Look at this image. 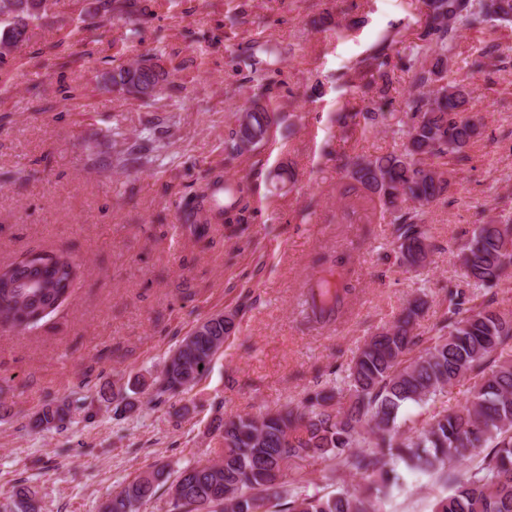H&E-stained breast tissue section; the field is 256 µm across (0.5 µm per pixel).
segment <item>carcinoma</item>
Returning <instances> with one entry per match:
<instances>
[{"label":"carcinoma","instance_id":"1","mask_svg":"<svg viewBox=\"0 0 512 512\" xmlns=\"http://www.w3.org/2000/svg\"><path fill=\"white\" fill-rule=\"evenodd\" d=\"M425 32L416 54L431 57L415 67L413 83L423 92L407 103L413 122L404 132L399 156L359 158L348 164L350 177L383 209L397 213L414 204V214L397 217L395 248L400 261L423 266L431 244L419 209L439 200L448 189L441 166L470 143L475 125L466 116L467 86L447 81L448 56L457 32L482 14L492 22H512V0H423ZM46 17L43 0H0V56L24 39L34 20ZM253 129L235 132L228 148L234 156L265 141L274 113L256 106L238 119ZM467 284L492 288L512 267V219L481 224L455 255ZM34 268L20 259L0 266V327L15 329L17 314L32 329L69 298L79 266L65 251L39 258ZM324 275L309 284L308 318L321 325L334 321L347 295L349 269L341 257H325ZM448 311L433 336L414 333L426 301L416 298L388 327L367 340L357 356L340 369V386L319 389L304 399L258 416H230L214 430L221 454L179 471L170 479L166 466L140 474L112 496L105 512H132L168 485L173 512H383L397 484L398 465L448 482V464L468 455L479 463L431 512H512V313L490 305H472L449 292ZM236 315L209 317L175 346L159 380V393L176 396L191 389L208 371L235 329ZM472 381V398L455 409L431 406L448 386ZM407 405L429 409L419 424L401 430L400 411ZM70 404L51 401L32 421L44 430L66 428ZM328 462L338 471L369 480L368 493L342 486L301 489L305 464ZM291 480H285L286 473ZM16 512H36L35 493L14 492Z\"/></svg>","mask_w":512,"mask_h":512}]
</instances>
